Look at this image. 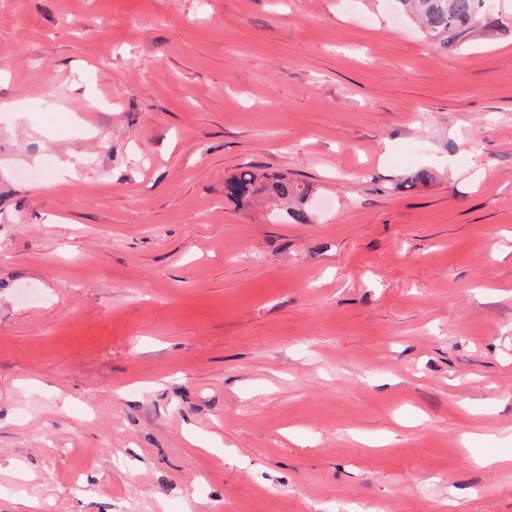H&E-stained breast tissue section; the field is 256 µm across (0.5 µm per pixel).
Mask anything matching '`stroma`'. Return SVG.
I'll return each mask as SVG.
<instances>
[{
    "mask_svg": "<svg viewBox=\"0 0 512 512\" xmlns=\"http://www.w3.org/2000/svg\"><path fill=\"white\" fill-rule=\"evenodd\" d=\"M245 163L316 188L307 222L225 199ZM25 500L512 512V0L444 55L392 0H0Z\"/></svg>",
    "mask_w": 512,
    "mask_h": 512,
    "instance_id": "1",
    "label": "stroma"
}]
</instances>
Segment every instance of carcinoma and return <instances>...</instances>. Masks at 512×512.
<instances>
[{"label":"carcinoma","mask_w":512,"mask_h":512,"mask_svg":"<svg viewBox=\"0 0 512 512\" xmlns=\"http://www.w3.org/2000/svg\"><path fill=\"white\" fill-rule=\"evenodd\" d=\"M402 12L417 17L425 31L438 46L448 50L475 21L483 0H397ZM224 196L243 205L261 199L271 201V221L277 224L307 221L306 206L310 203L309 189L298 182L282 177L258 174L255 167L245 163L224 181Z\"/></svg>","instance_id":"1"}]
</instances>
